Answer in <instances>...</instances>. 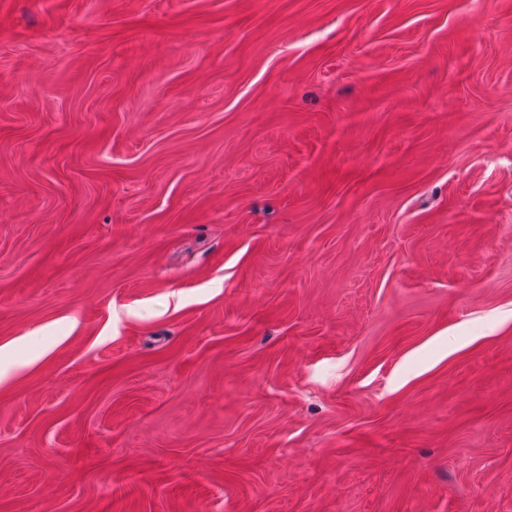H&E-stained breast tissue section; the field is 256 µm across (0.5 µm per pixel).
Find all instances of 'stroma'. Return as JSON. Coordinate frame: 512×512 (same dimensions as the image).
Segmentation results:
<instances>
[{
	"label": "stroma",
	"mask_w": 512,
	"mask_h": 512,
	"mask_svg": "<svg viewBox=\"0 0 512 512\" xmlns=\"http://www.w3.org/2000/svg\"><path fill=\"white\" fill-rule=\"evenodd\" d=\"M0 512H512V0H0Z\"/></svg>",
	"instance_id": "stroma-1"
}]
</instances>
